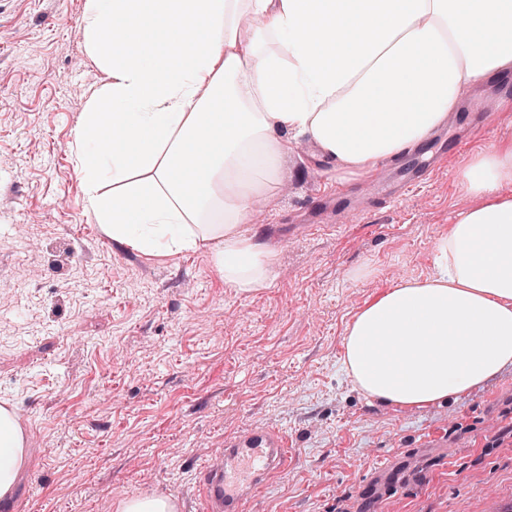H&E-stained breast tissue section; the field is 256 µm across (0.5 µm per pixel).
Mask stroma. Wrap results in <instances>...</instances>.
I'll return each mask as SVG.
<instances>
[{
    "label": "stroma",
    "mask_w": 512,
    "mask_h": 512,
    "mask_svg": "<svg viewBox=\"0 0 512 512\" xmlns=\"http://www.w3.org/2000/svg\"><path fill=\"white\" fill-rule=\"evenodd\" d=\"M85 0H0V403L30 437L0 512H115L144 493L200 512V462L225 435L285 431L297 455L247 512H504L512 505V367L424 409L364 396L341 370L347 324L367 301L434 270L436 245L474 205L463 172L512 140V82L468 91L489 125L407 195L350 191L366 208L312 228L297 214L333 192L313 145L280 167L287 192L248 224L276 253L271 287L240 294L206 253L150 258L87 214L70 153L102 74L80 35Z\"/></svg>",
    "instance_id": "stroma-1"
}]
</instances>
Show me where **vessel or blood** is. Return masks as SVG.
Listing matches in <instances>:
<instances>
[{"label":"vessel or blood","instance_id":"b4317fda","mask_svg":"<svg viewBox=\"0 0 512 512\" xmlns=\"http://www.w3.org/2000/svg\"><path fill=\"white\" fill-rule=\"evenodd\" d=\"M294 455L287 433L275 428L257 427L225 437L223 453L198 470L203 512H246L270 481L287 475Z\"/></svg>","mask_w":512,"mask_h":512}]
</instances>
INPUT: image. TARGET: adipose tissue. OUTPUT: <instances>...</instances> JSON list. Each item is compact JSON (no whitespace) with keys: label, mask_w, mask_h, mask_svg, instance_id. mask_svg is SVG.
Returning <instances> with one entry per match:
<instances>
[{"label":"adipose tissue","mask_w":512,"mask_h":512,"mask_svg":"<svg viewBox=\"0 0 512 512\" xmlns=\"http://www.w3.org/2000/svg\"><path fill=\"white\" fill-rule=\"evenodd\" d=\"M80 32L104 75L71 144L87 213L147 256L207 251L240 294L274 280V250L242 226L296 138L330 181H357L512 71V0H85ZM463 180L479 203L440 240L434 274L346 327L341 367L367 397L420 409L512 366V141ZM25 462L0 406V498Z\"/></svg>","instance_id":"adipose-tissue-1"}]
</instances>
